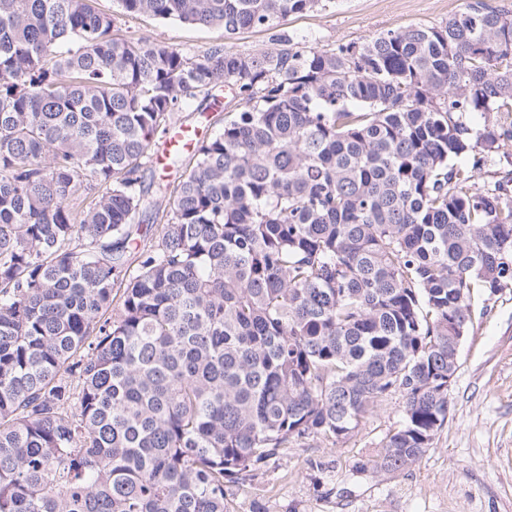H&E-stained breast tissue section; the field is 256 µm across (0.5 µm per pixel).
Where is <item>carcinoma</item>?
I'll return each instance as SVG.
<instances>
[{
	"label": "carcinoma",
	"mask_w": 512,
	"mask_h": 512,
	"mask_svg": "<svg viewBox=\"0 0 512 512\" xmlns=\"http://www.w3.org/2000/svg\"><path fill=\"white\" fill-rule=\"evenodd\" d=\"M224 35L329 0H115ZM242 110L176 186L152 146ZM512 14L196 54L95 0H0V512H226L224 486L392 396L368 463L448 421L458 336L512 288ZM221 101L223 102L222 107L209 110L200 114L199 112H183L182 116L189 115V119L187 124L189 127L195 129L198 133V137L205 134L213 133L217 131L221 125L222 121L220 120L224 118L226 113L228 112H238L240 110V106L236 101H231L227 103V100L221 97ZM197 133L191 134L190 131L181 130L175 131L170 134L168 140L165 144V149L161 152H156L158 145L153 146L151 153L155 154V160L157 162H161L164 160L166 156H168V151L171 149H176L181 152H191L194 149L195 138Z\"/></svg>",
	"instance_id": "1"
}]
</instances>
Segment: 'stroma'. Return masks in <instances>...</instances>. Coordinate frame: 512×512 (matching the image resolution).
Here are the masks:
<instances>
[{
	"label": "stroma",
	"instance_id": "obj_1",
	"mask_svg": "<svg viewBox=\"0 0 512 512\" xmlns=\"http://www.w3.org/2000/svg\"><path fill=\"white\" fill-rule=\"evenodd\" d=\"M464 0H332L326 9L291 16L270 30L227 36L175 21L118 14L115 28L200 53L221 45L241 53L273 49L277 37H305L320 47L359 42L387 31L434 26ZM459 349L447 423L409 469L360 471L401 418L389 398L346 440L295 439L256 476L226 486V512H512V288L484 297Z\"/></svg>",
	"mask_w": 512,
	"mask_h": 512
}]
</instances>
